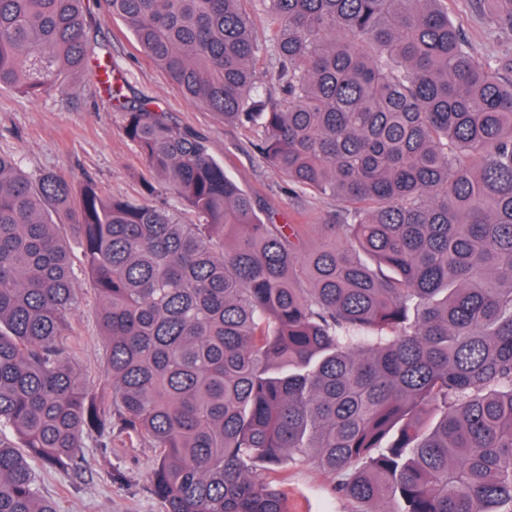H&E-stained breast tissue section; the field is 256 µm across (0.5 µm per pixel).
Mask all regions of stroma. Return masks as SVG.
I'll list each match as a JSON object with an SVG mask.
<instances>
[{
  "label": "stroma",
  "instance_id": "1",
  "mask_svg": "<svg viewBox=\"0 0 512 512\" xmlns=\"http://www.w3.org/2000/svg\"><path fill=\"white\" fill-rule=\"evenodd\" d=\"M89 10L97 51L126 81L128 98L167 113L174 125L199 131L227 175L259 203L265 223L299 225L307 251L318 250L326 224L342 213V201L291 191L261 151L262 128L224 123L188 100L141 51L121 19L106 18L94 4ZM448 15L464 29L476 55H512V31L496 28L481 0H448ZM124 125V112L110 100L92 66L40 97L0 89V151L13 154L22 170L52 171L77 187L90 180L104 197L139 200L156 178ZM76 294L75 358L95 379L102 372L98 301L84 278ZM85 456L80 472L40 475L59 512H165L149 489L155 449L146 444L130 448L116 438L108 448L89 446ZM283 476L291 512H350L348 503L332 493L329 479L308 461L287 462Z\"/></svg>",
  "mask_w": 512,
  "mask_h": 512
}]
</instances>
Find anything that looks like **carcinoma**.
I'll return each mask as SVG.
<instances>
[{
	"mask_svg": "<svg viewBox=\"0 0 512 512\" xmlns=\"http://www.w3.org/2000/svg\"><path fill=\"white\" fill-rule=\"evenodd\" d=\"M103 0L191 100L265 129L266 159L343 222L302 253L190 127L126 99L85 0H0V88L90 62L196 217L101 198L0 152V512H57L37 471L85 437L157 451L165 512H288L310 460L356 512H512V56L477 59L447 0ZM512 30V0H486ZM274 68L260 72L258 61ZM80 240L103 331L73 361Z\"/></svg>",
	"mask_w": 512,
	"mask_h": 512,
	"instance_id": "obj_1",
	"label": "carcinoma"
}]
</instances>
